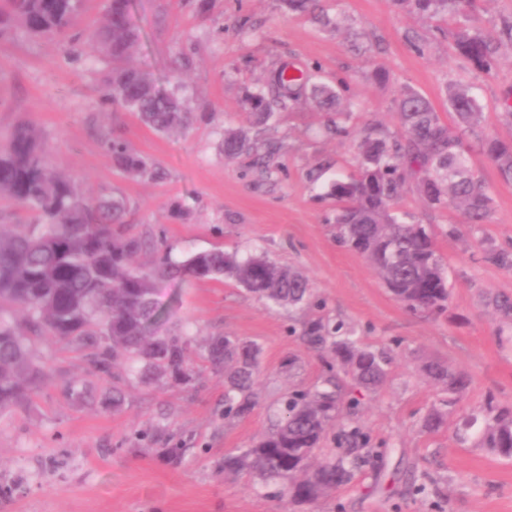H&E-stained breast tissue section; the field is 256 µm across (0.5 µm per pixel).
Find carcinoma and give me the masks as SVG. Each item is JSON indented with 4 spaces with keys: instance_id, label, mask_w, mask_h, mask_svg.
I'll return each instance as SVG.
<instances>
[{
    "instance_id": "cac0c4a2",
    "label": "carcinoma",
    "mask_w": 512,
    "mask_h": 512,
    "mask_svg": "<svg viewBox=\"0 0 512 512\" xmlns=\"http://www.w3.org/2000/svg\"><path fill=\"white\" fill-rule=\"evenodd\" d=\"M288 6L328 24L320 0H287ZM421 15L440 13L458 19L453 35L455 53L474 69L490 74L498 65L502 39L512 42V23L502 36L491 37L471 24L478 0H397ZM132 0H106V23L85 38L90 57L115 63L99 89L110 106L133 112L157 133H170L190 120L185 101L174 91L157 87L152 76L132 61L139 33L132 25ZM81 0H0V35L19 26L38 36H67L79 22ZM347 82H325L321 69L281 64L265 84L248 91L241 111L262 122L315 98L336 115L345 112ZM449 105L459 131H451L422 94L405 89L396 100L400 130H365L353 174L332 182L328 195L336 200V238L364 256L393 297L413 312L441 315L448 310L450 288L443 258L424 224L406 221L398 210L407 186H414L427 206L459 211L469 224H488L493 197L472 169L467 139L480 143L502 180L512 181V138L486 129L483 108L472 91L457 86ZM224 157L258 152L241 128L224 129ZM107 156L131 176L157 178L160 172L120 139H105ZM28 210L30 224H0V417L36 393L46 365L32 348L36 341L62 345L82 355L86 372L100 380L112 377V365L134 357L145 367L187 384V339L177 333L154 332L161 311L156 281L162 278L232 279L260 299L295 306L309 296L308 280L262 254L241 257L208 250L175 259L154 239L122 223L128 203L121 197L90 200L56 172L39 131L17 125L0 142V200ZM146 250L156 254L144 271L134 257ZM496 314L512 320V298L491 296ZM303 336L326 349L342 373L370 390L383 382L389 358L364 348L342 325L332 328L309 320ZM209 360L224 365V418L251 415L260 402L256 391L259 348L233 336H215L207 347ZM423 374L460 395L469 378L441 362L422 366ZM342 386L335 377L326 386L290 393L271 431L248 448L224 454V472L248 473L261 481L282 482V494L297 505H313L349 483L355 471L379 456L368 447L369 437L358 426L339 423ZM486 427L480 446L512 457V408L488 400L483 408ZM339 429V453L325 451L322 442L331 426Z\"/></svg>"
}]
</instances>
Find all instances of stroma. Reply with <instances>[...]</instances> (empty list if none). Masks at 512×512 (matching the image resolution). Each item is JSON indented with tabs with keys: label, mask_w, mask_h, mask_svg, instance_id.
Returning <instances> with one entry per match:
<instances>
[{
	"label": "stroma",
	"mask_w": 512,
	"mask_h": 512,
	"mask_svg": "<svg viewBox=\"0 0 512 512\" xmlns=\"http://www.w3.org/2000/svg\"><path fill=\"white\" fill-rule=\"evenodd\" d=\"M340 28L289 10L285 0H132L140 33L134 62L159 84L178 88L190 110L186 129L160 134L135 114L101 102L97 90L112 65L82 51L85 32L105 21V0H84L81 22L61 41L12 29L0 38V137L19 122L35 125L59 172L91 198L127 199L138 232L164 243L173 257L222 249L262 253L310 280L312 299L297 307L258 300L231 280L185 278L158 284L169 327L186 333L194 370L190 386L174 385L141 365L112 369L91 402L72 399L69 379L82 376L79 353L36 345L48 377L23 407L0 418V512H301L260 485L222 469L224 454L268 432L282 398L320 385L324 353L305 343L304 322L342 321L365 347L386 351L389 374L373 391L351 387L356 409L342 410L384 451L361 467L315 512H512V458L479 445L487 399L512 405V325L485 303L512 296V267L487 250L512 253V182L503 181L478 143L473 169L494 198L491 223L432 210L415 193L402 209L428 225L448 268L445 315L412 312L396 301L374 267L336 238V202L328 185L354 170L366 128L396 131V100L414 89L448 126L456 120L450 90L471 87L488 126L499 121L512 91V43L489 74L451 49L453 21L429 19L395 0H323ZM424 44L415 52L411 40ZM317 64L328 80L349 82L348 135L326 133L329 115L313 102L258 123L238 112L245 89L259 86L281 62ZM376 67L389 79L369 80ZM274 145L268 171L251 156L225 159L226 127ZM159 168L161 178L126 175L105 155L106 137ZM236 336L259 350L261 402L243 420L224 417V371L205 358L209 337ZM439 361L470 379L454 397L420 371ZM125 399L112 405V388ZM440 412L443 425L425 420ZM178 448V458L164 449ZM424 485L408 495V482Z\"/></svg>",
	"instance_id": "35a3bbf8"
}]
</instances>
